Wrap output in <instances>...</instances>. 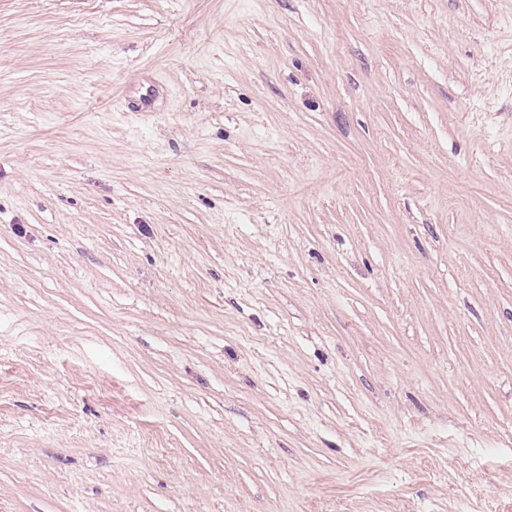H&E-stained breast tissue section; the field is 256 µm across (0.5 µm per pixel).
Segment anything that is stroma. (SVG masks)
<instances>
[{
  "label": "stroma",
  "instance_id": "1",
  "mask_svg": "<svg viewBox=\"0 0 512 512\" xmlns=\"http://www.w3.org/2000/svg\"><path fill=\"white\" fill-rule=\"evenodd\" d=\"M0 512H512V0H0Z\"/></svg>",
  "mask_w": 512,
  "mask_h": 512
}]
</instances>
